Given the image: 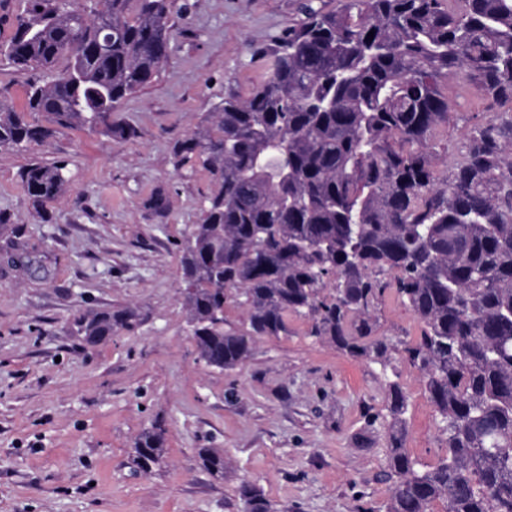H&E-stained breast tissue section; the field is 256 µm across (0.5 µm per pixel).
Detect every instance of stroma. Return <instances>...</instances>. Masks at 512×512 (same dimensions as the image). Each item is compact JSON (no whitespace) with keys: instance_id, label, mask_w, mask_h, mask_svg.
Returning <instances> with one entry per match:
<instances>
[{"instance_id":"obj_1","label":"stroma","mask_w":512,"mask_h":512,"mask_svg":"<svg viewBox=\"0 0 512 512\" xmlns=\"http://www.w3.org/2000/svg\"><path fill=\"white\" fill-rule=\"evenodd\" d=\"M175 40L155 80L128 96L129 139L59 130L49 143L0 150V253L10 243L41 257L49 276L0 263V512H241L239 488L260 489L275 512H386L382 478L390 419L386 379L409 403L405 446L420 465L447 436L420 373L393 355L389 370L308 336L257 340L233 370L205 366L180 295L179 244L212 189L197 158L172 147L261 73L260 51L300 15L298 0H177ZM456 125L448 148L493 114L464 76L448 83ZM65 163L68 189L34 205L22 176ZM165 191L168 208L145 206ZM132 309L138 325L89 344L75 316ZM377 338L411 341L421 326L393 294L375 312ZM166 429L167 453L133 475L136 436ZM201 448H220L224 479L204 473Z\"/></svg>"}]
</instances>
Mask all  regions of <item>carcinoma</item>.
I'll return each mask as SVG.
<instances>
[{
  "label": "carcinoma",
  "mask_w": 512,
  "mask_h": 512,
  "mask_svg": "<svg viewBox=\"0 0 512 512\" xmlns=\"http://www.w3.org/2000/svg\"><path fill=\"white\" fill-rule=\"evenodd\" d=\"M87 20L63 0H28L0 58L39 70L25 107L0 100V149L24 151L59 129L131 138L122 101L169 56L174 0H105ZM300 20L264 52V80L229 96L175 143L210 174L200 222L182 248L183 294L199 359L233 370L256 339L288 335V314L309 335L387 367L392 347L371 339L372 315L393 290L422 324L398 352L421 372L448 451L419 467L398 424L407 395L387 380L391 431L387 512H512V111L467 129L438 172L437 134L453 122L445 87L463 70L475 94L512 103V0H300ZM373 38H368V33ZM66 64L58 66L59 61ZM66 165L33 163L29 197L66 191ZM247 326L224 328V306ZM137 325L132 310L83 313L76 336ZM166 454L165 429L135 439L133 472ZM224 479L219 448L198 451ZM244 512H272L254 486Z\"/></svg>",
  "instance_id": "cac0c4a2"
}]
</instances>
